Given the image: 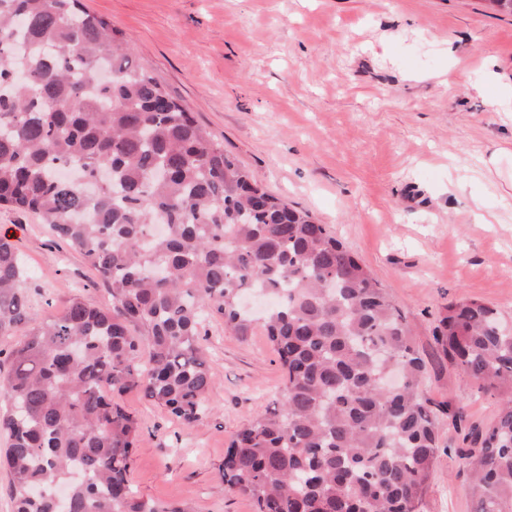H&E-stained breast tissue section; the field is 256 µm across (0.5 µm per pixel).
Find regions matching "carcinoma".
I'll use <instances>...</instances> for the list:
<instances>
[{"mask_svg":"<svg viewBox=\"0 0 512 512\" xmlns=\"http://www.w3.org/2000/svg\"><path fill=\"white\" fill-rule=\"evenodd\" d=\"M76 169L80 179L60 171ZM0 207L77 249L112 308L72 299L31 327L0 379V466L14 512H194L137 495L136 392L184 425L213 376L218 315L263 331L284 371L273 405L218 465L255 512H420L439 443L427 364L400 309L327 225L271 194L82 0H0ZM29 274L0 235V335L28 319ZM260 290L258 315L240 298ZM494 421L468 434L476 512H512V328L471 298L435 327Z\"/></svg>","mask_w":512,"mask_h":512,"instance_id":"1","label":"carcinoma"}]
</instances>
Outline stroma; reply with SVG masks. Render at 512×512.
Returning a JSON list of instances; mask_svg holds the SVG:
<instances>
[{"instance_id": "stroma-1", "label": "stroma", "mask_w": 512, "mask_h": 512, "mask_svg": "<svg viewBox=\"0 0 512 512\" xmlns=\"http://www.w3.org/2000/svg\"><path fill=\"white\" fill-rule=\"evenodd\" d=\"M132 37L138 59L272 194L308 211L371 270L428 362L440 439L422 512H474L460 428L497 404L440 358L448 304L477 298L512 324V15L484 0H83ZM28 270L30 323L79 297L112 298L83 256L32 214L0 208ZM215 387L184 426L141 395L130 477L138 495L195 512H254L218 465L283 371L261 332L211 318Z\"/></svg>"}]
</instances>
